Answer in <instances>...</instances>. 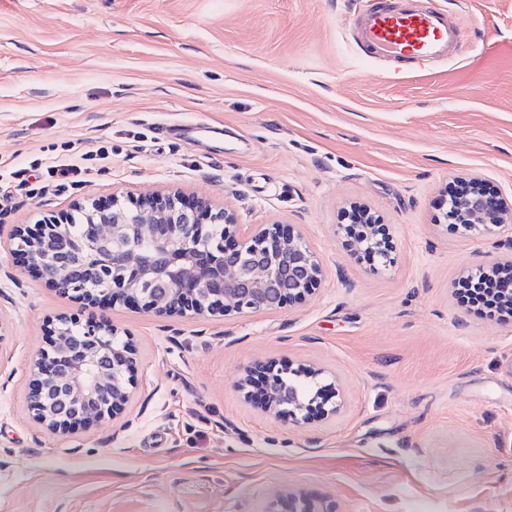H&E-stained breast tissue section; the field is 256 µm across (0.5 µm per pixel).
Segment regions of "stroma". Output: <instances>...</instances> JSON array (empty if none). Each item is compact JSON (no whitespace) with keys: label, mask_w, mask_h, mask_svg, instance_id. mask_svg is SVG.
Wrapping results in <instances>:
<instances>
[{"label":"stroma","mask_w":512,"mask_h":512,"mask_svg":"<svg viewBox=\"0 0 512 512\" xmlns=\"http://www.w3.org/2000/svg\"><path fill=\"white\" fill-rule=\"evenodd\" d=\"M373 2L0 0V512H258L284 491L512 512V318L453 295L512 259V232L445 219L475 178L512 202V0H429L459 46L421 67L350 39ZM186 123L223 137L158 131ZM175 191L292 225L321 283L258 315L84 309L10 250L46 217ZM357 208L390 229L386 268L341 231ZM77 313L132 338L136 384L117 419L53 435L29 411L34 363ZM257 361L335 378L336 415H265L238 389Z\"/></svg>","instance_id":"1"}]
</instances>
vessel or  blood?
Returning <instances> with one entry per match:
<instances>
[{
    "label": "vessel or blood",
    "instance_id": "vessel-or-blood-1",
    "mask_svg": "<svg viewBox=\"0 0 512 512\" xmlns=\"http://www.w3.org/2000/svg\"><path fill=\"white\" fill-rule=\"evenodd\" d=\"M356 30L373 55L421 64L447 57L456 37L447 13L424 7L422 0H393L365 12Z\"/></svg>",
    "mask_w": 512,
    "mask_h": 512
}]
</instances>
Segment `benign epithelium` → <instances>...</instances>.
<instances>
[{"instance_id":"7a95c632","label":"benign epithelium","mask_w":512,"mask_h":512,"mask_svg":"<svg viewBox=\"0 0 512 512\" xmlns=\"http://www.w3.org/2000/svg\"><path fill=\"white\" fill-rule=\"evenodd\" d=\"M449 221L481 232L512 225V206L498 194L468 187L449 199ZM79 234L69 232L72 216L19 228L13 253L47 283L86 306L143 304L159 315L261 314L303 300L318 286L322 269L301 233L282 224L251 229L237 215L214 209L180 193L148 194L124 202L93 203L82 209ZM343 227L356 249L367 250L381 266L391 263L388 229L360 212ZM147 238L152 248L140 247ZM133 347L111 324L57 319L49 348L36 362L29 394L33 418L50 433H68L105 416L119 415L134 388ZM293 370L257 363L239 388L259 380L260 409L269 415L308 421L336 412L320 396L336 393L331 381L300 394L285 384ZM292 512H335L290 492L267 500L259 512H281L283 498Z\"/></svg>"}]
</instances>
